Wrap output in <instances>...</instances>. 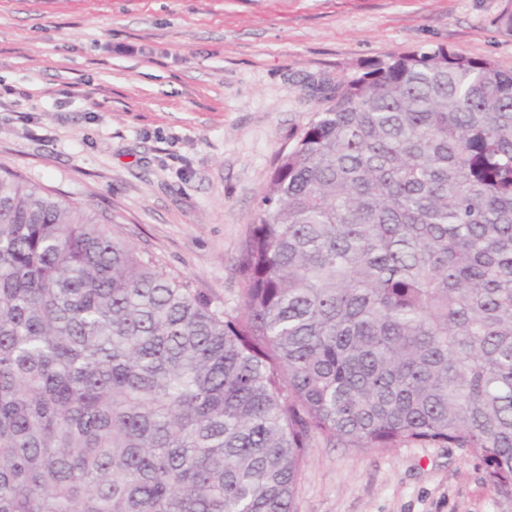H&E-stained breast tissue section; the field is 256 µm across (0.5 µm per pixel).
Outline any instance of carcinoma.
<instances>
[{
    "label": "carcinoma",
    "mask_w": 512,
    "mask_h": 512,
    "mask_svg": "<svg viewBox=\"0 0 512 512\" xmlns=\"http://www.w3.org/2000/svg\"><path fill=\"white\" fill-rule=\"evenodd\" d=\"M236 272L221 310L0 174V512H294L320 440L460 448L512 502V69L340 83Z\"/></svg>",
    "instance_id": "1"
}]
</instances>
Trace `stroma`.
<instances>
[{
	"label": "stroma",
	"instance_id": "35a3bbf8",
	"mask_svg": "<svg viewBox=\"0 0 512 512\" xmlns=\"http://www.w3.org/2000/svg\"><path fill=\"white\" fill-rule=\"evenodd\" d=\"M504 0H0V169L216 306L324 87L444 45L512 67ZM295 512H512L458 448L309 450Z\"/></svg>",
	"mask_w": 512,
	"mask_h": 512
}]
</instances>
